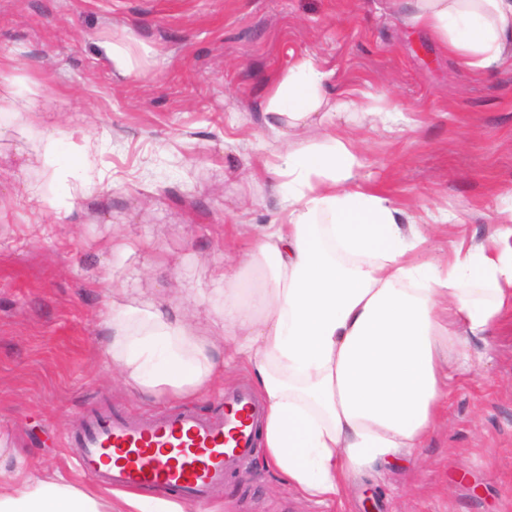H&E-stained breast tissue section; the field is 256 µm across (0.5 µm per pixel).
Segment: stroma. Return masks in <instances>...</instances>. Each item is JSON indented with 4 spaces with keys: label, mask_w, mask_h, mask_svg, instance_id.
I'll return each instance as SVG.
<instances>
[{
    "label": "stroma",
    "mask_w": 512,
    "mask_h": 512,
    "mask_svg": "<svg viewBox=\"0 0 512 512\" xmlns=\"http://www.w3.org/2000/svg\"><path fill=\"white\" fill-rule=\"evenodd\" d=\"M305 60L330 72L329 91L400 111L341 126L362 142L359 179L427 225L435 256L492 232L512 206V69L466 72L394 0H0V93L16 102L0 112V441L20 456L6 472L94 488L65 446L90 413L181 407L108 363L99 313L116 288L135 309L201 325L222 308L226 248L248 249L279 212L263 163L280 143L262 104ZM34 100L48 119L27 120ZM30 183L59 207L30 199ZM472 351L411 458L320 503L282 484L259 448L193 512H512V322ZM249 383L225 369L191 405L220 415L222 394Z\"/></svg>",
    "instance_id": "obj_1"
}]
</instances>
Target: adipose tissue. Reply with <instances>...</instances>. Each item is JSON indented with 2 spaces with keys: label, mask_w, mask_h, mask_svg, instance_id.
Listing matches in <instances>:
<instances>
[{
  "label": "adipose tissue",
  "mask_w": 512,
  "mask_h": 512,
  "mask_svg": "<svg viewBox=\"0 0 512 512\" xmlns=\"http://www.w3.org/2000/svg\"><path fill=\"white\" fill-rule=\"evenodd\" d=\"M404 21L471 72L512 67V0H407ZM328 79L307 60L266 97L284 144L266 172L288 192L278 221L220 271L224 306L208 326L157 308L135 329L132 308L113 301L101 313L112 363L141 387L195 396L226 366H246L264 402L267 468L321 501L422 447L446 405L451 357L468 358L469 338L512 315V213L448 260L418 255L427 235L359 182L361 147L336 131L340 111L375 117L378 107L351 91L328 97ZM304 128L320 130L323 145L292 148ZM0 512L113 508L64 478L28 476L0 484Z\"/></svg>",
  "instance_id": "adipose-tissue-1"
}]
</instances>
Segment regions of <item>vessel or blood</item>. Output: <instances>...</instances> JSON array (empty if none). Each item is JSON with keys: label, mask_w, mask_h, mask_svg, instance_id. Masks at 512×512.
<instances>
[{"label": "vessel or blood", "mask_w": 512, "mask_h": 512, "mask_svg": "<svg viewBox=\"0 0 512 512\" xmlns=\"http://www.w3.org/2000/svg\"><path fill=\"white\" fill-rule=\"evenodd\" d=\"M261 418L251 391L239 388L225 393L217 417L189 408L160 416L99 410L67 444L79 471L105 488H156L204 502L252 456Z\"/></svg>", "instance_id": "vessel-or-blood-1"}]
</instances>
